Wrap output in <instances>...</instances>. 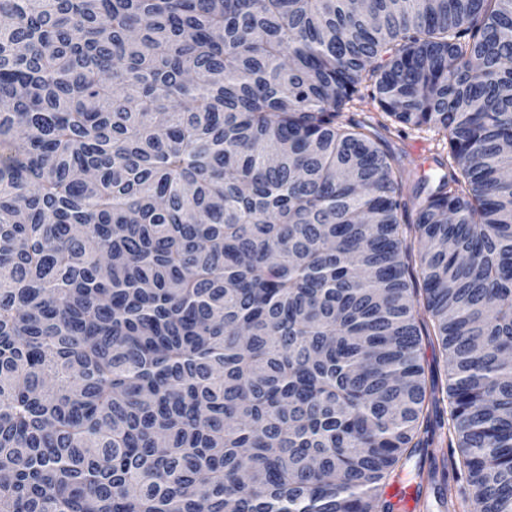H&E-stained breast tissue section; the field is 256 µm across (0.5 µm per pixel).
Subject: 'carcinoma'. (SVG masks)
<instances>
[{
  "mask_svg": "<svg viewBox=\"0 0 512 512\" xmlns=\"http://www.w3.org/2000/svg\"><path fill=\"white\" fill-rule=\"evenodd\" d=\"M1 18L0 512H391L429 447L446 512H512V0ZM370 85L369 82L364 83L361 87V93L364 96L363 101H356L355 104L352 107H348L347 109H344L342 114V120L344 122H361V121H368L370 117L374 116L375 114V108L373 106V102L368 97V91L370 90L371 86H368V88H364V85ZM396 130H404L405 133L398 136ZM391 131L387 134L388 145L392 151L403 156L409 168L416 169L418 174H429L432 177L448 172V162H451L448 146L440 136L430 130H411L399 123L393 124ZM434 158H442L447 168L438 167Z\"/></svg>",
  "mask_w": 512,
  "mask_h": 512,
  "instance_id": "carcinoma-1",
  "label": "carcinoma"
}]
</instances>
